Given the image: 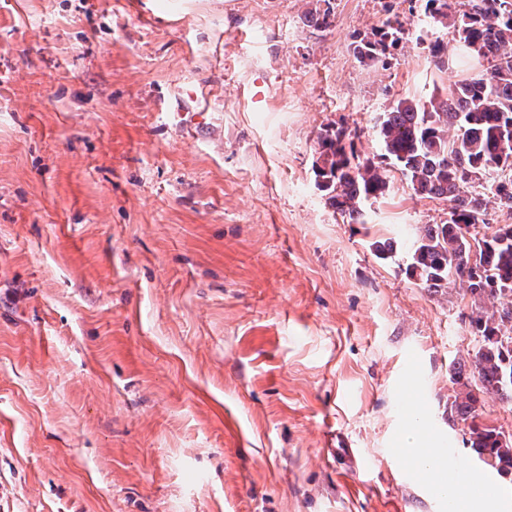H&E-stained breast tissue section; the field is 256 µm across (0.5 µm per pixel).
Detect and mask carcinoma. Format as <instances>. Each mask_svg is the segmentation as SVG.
I'll return each mask as SVG.
<instances>
[{
  "mask_svg": "<svg viewBox=\"0 0 512 512\" xmlns=\"http://www.w3.org/2000/svg\"><path fill=\"white\" fill-rule=\"evenodd\" d=\"M423 13L454 28L460 48L486 67L426 101L395 102L380 120L377 160L360 158L347 129H322L313 168L328 205L351 224L366 223L365 203L387 195L389 165L416 195L451 203L448 221L425 225L413 242L407 272L433 294L458 282L470 296V326L482 345L450 368L456 390L448 418L464 424L480 459L507 475L512 435L480 419L486 401L512 403V224L481 234L474 228L491 203L512 211V0H423ZM331 17L329 7L306 12L319 29L330 27ZM409 37L399 16H388L354 51L363 64L385 66ZM429 52L438 69L450 67L443 42Z\"/></svg>",
  "mask_w": 512,
  "mask_h": 512,
  "instance_id": "carcinoma-1",
  "label": "carcinoma"
}]
</instances>
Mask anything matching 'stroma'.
Listing matches in <instances>:
<instances>
[{
    "mask_svg": "<svg viewBox=\"0 0 512 512\" xmlns=\"http://www.w3.org/2000/svg\"><path fill=\"white\" fill-rule=\"evenodd\" d=\"M308 3L0 0V512H448L416 421L512 512L448 419L470 300L406 273L448 201L395 170L351 224L313 172L323 126L379 154L453 81L434 41L480 64L422 0ZM390 12L417 37L364 65Z\"/></svg>",
    "mask_w": 512,
    "mask_h": 512,
    "instance_id": "35a3bbf8",
    "label": "stroma"
}]
</instances>
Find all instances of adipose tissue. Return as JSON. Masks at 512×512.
Here are the masks:
<instances>
[{
    "instance_id": "1",
    "label": "adipose tissue",
    "mask_w": 512,
    "mask_h": 512,
    "mask_svg": "<svg viewBox=\"0 0 512 512\" xmlns=\"http://www.w3.org/2000/svg\"><path fill=\"white\" fill-rule=\"evenodd\" d=\"M419 433L406 434L401 441L400 455L409 460L418 470L432 475L437 484H444L445 468L434 449L420 445ZM449 484V483H446ZM454 500L455 512H495L489 500L473 492L470 484L454 482L449 484Z\"/></svg>"
}]
</instances>
